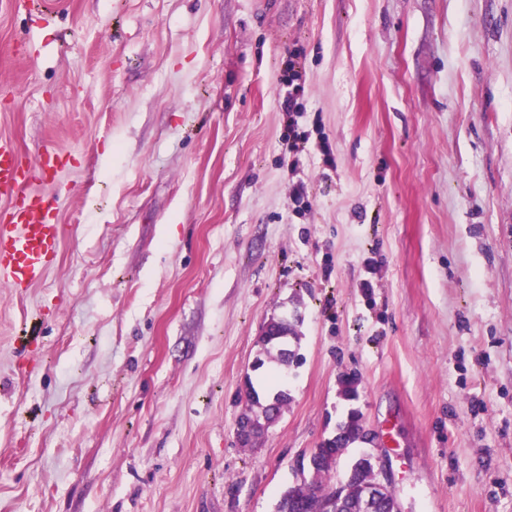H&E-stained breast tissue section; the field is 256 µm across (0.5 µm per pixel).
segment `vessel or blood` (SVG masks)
<instances>
[{
	"label": "vessel or blood",
	"instance_id": "vessel-or-blood-1",
	"mask_svg": "<svg viewBox=\"0 0 512 512\" xmlns=\"http://www.w3.org/2000/svg\"><path fill=\"white\" fill-rule=\"evenodd\" d=\"M25 177L15 146L0 139V198L14 199L8 222L0 224V284L26 288L42 279L55 262L60 227L51 222L39 199L18 197Z\"/></svg>",
	"mask_w": 512,
	"mask_h": 512
}]
</instances>
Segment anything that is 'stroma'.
I'll use <instances>...</instances> for the list:
<instances>
[{
  "mask_svg": "<svg viewBox=\"0 0 512 512\" xmlns=\"http://www.w3.org/2000/svg\"><path fill=\"white\" fill-rule=\"evenodd\" d=\"M292 54L335 167L284 138ZM0 138L62 228L0 286V512H276L354 412L331 481L370 452L401 512H512V0H0ZM281 334L279 326L273 325L270 329V335L263 338V350L270 361L277 362L284 366L288 363V366L294 365L299 366L302 364L303 357L298 353L297 349L289 348L288 336H278ZM284 350L288 351V354H284Z\"/></svg>",
  "mask_w": 512,
  "mask_h": 512,
  "instance_id": "obj_1",
  "label": "stroma"
}]
</instances>
